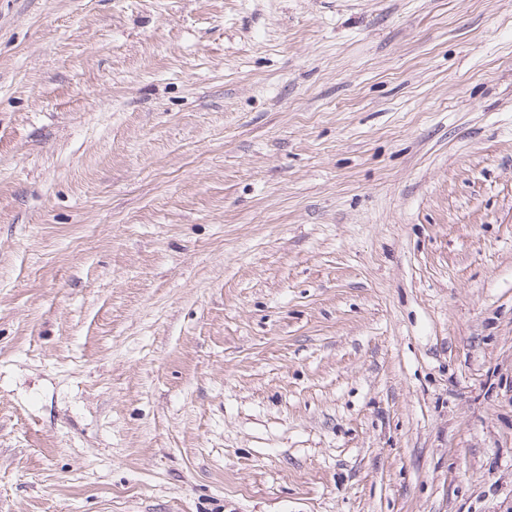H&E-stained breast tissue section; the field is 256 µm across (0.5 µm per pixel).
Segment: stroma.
<instances>
[{
  "mask_svg": "<svg viewBox=\"0 0 512 512\" xmlns=\"http://www.w3.org/2000/svg\"><path fill=\"white\" fill-rule=\"evenodd\" d=\"M0 512H512V0H0Z\"/></svg>",
  "mask_w": 512,
  "mask_h": 512,
  "instance_id": "1",
  "label": "stroma"
}]
</instances>
